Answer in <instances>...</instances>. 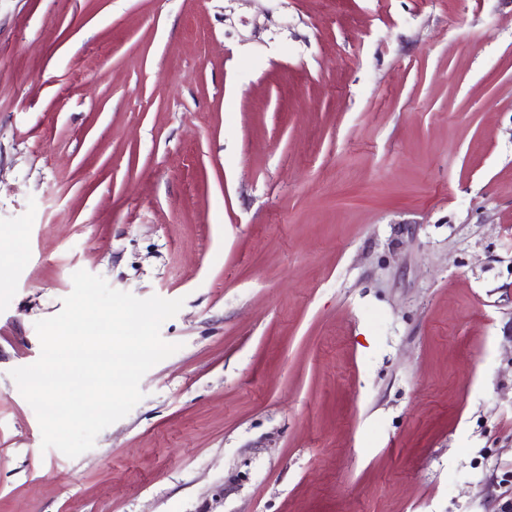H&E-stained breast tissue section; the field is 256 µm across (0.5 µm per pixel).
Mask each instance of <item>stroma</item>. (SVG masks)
I'll list each match as a JSON object with an SVG mask.
<instances>
[{"label":"stroma","instance_id":"obj_1","mask_svg":"<svg viewBox=\"0 0 512 512\" xmlns=\"http://www.w3.org/2000/svg\"><path fill=\"white\" fill-rule=\"evenodd\" d=\"M0 257V512H512V0H0ZM79 270L184 305L72 459Z\"/></svg>","mask_w":512,"mask_h":512}]
</instances>
